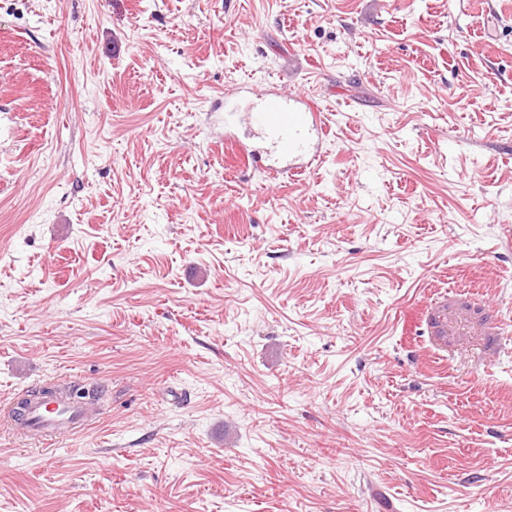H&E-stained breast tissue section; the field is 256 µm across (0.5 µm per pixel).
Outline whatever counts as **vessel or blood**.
<instances>
[{"instance_id":"1","label":"vessel or blood","mask_w":512,"mask_h":512,"mask_svg":"<svg viewBox=\"0 0 512 512\" xmlns=\"http://www.w3.org/2000/svg\"><path fill=\"white\" fill-rule=\"evenodd\" d=\"M245 93L242 86L225 91V129L236 126ZM248 120L255 135L265 145L262 153L267 160L265 170L270 178L305 170L320 159L326 135L325 122L322 113L306 97L270 89L258 95ZM91 408V402L86 399L32 402L27 430L45 438L77 431L87 420Z\"/></svg>"}]
</instances>
